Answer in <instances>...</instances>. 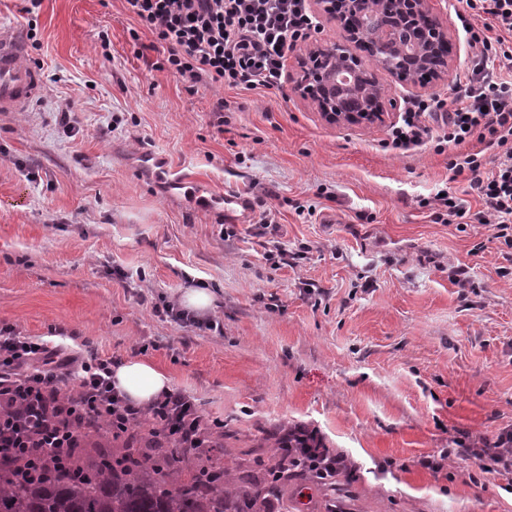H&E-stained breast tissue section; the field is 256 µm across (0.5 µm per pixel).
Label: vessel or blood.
I'll return each mask as SVG.
<instances>
[{
  "mask_svg": "<svg viewBox=\"0 0 512 512\" xmlns=\"http://www.w3.org/2000/svg\"><path fill=\"white\" fill-rule=\"evenodd\" d=\"M25 46L20 39H0V111L24 108L39 93L38 71L24 62Z\"/></svg>",
  "mask_w": 512,
  "mask_h": 512,
  "instance_id": "vessel-or-blood-1",
  "label": "vessel or blood"
}]
</instances>
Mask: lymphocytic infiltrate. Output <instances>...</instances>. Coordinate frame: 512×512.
<instances>
[{
	"label": "lymphocytic infiltrate",
	"instance_id": "1",
	"mask_svg": "<svg viewBox=\"0 0 512 512\" xmlns=\"http://www.w3.org/2000/svg\"><path fill=\"white\" fill-rule=\"evenodd\" d=\"M123 2L137 23L131 41L144 32L153 37L152 69L168 71L192 92L216 85L281 88L288 50L320 31L307 0ZM462 2L460 21L475 50L455 79L463 104L451 108L436 96L408 100L384 146L405 154L430 141L440 150L476 141L478 150H458L448 169L467 176L480 210L468 212L448 190L434 197L433 216L441 224L472 216L492 229L512 262V0ZM477 18L489 20L490 30L475 27ZM118 364L89 345L74 354L0 326V460L11 465L15 480L76 477L88 443L102 447L114 436L124 438L130 457H139L143 428L176 457L216 453L213 427L194 397L176 388L138 405L112 384Z\"/></svg>",
	"mask_w": 512,
	"mask_h": 512
}]
</instances>
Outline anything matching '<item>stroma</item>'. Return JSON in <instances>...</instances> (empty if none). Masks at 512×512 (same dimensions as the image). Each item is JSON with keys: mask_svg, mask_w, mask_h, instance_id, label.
<instances>
[{"mask_svg": "<svg viewBox=\"0 0 512 512\" xmlns=\"http://www.w3.org/2000/svg\"><path fill=\"white\" fill-rule=\"evenodd\" d=\"M430 4L448 32V77L414 86L377 71L396 108L348 125L296 88L311 46L342 38L325 14L289 51L281 89L192 93L148 67L149 33L136 56L121 0H40L31 14L26 0H0V38L25 37L36 19L40 47L27 55L42 64L36 98L0 112V324L46 340L62 329L101 357L149 362L238 447L314 431L350 462L343 512H512V471L484 472L466 453L512 431V274L488 227L441 224L427 208L441 189L468 187L448 153L382 146L405 100L458 103L454 77L471 54L463 5ZM145 147L251 210L231 225L223 206L186 204L137 167ZM264 210L279 230L258 237ZM277 247L299 263L276 267ZM457 265L466 285L451 278ZM190 288L210 292L222 332L153 312ZM445 450L443 470L422 466Z\"/></svg>", "mask_w": 512, "mask_h": 512, "instance_id": "35a3bbf8", "label": "stroma"}]
</instances>
